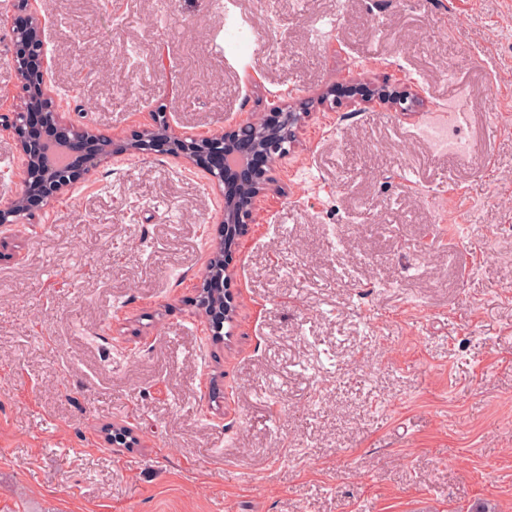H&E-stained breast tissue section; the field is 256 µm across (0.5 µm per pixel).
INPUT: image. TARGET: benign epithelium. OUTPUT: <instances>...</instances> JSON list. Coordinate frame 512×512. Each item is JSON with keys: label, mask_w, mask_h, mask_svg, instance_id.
<instances>
[{"label": "benign epithelium", "mask_w": 512, "mask_h": 512, "mask_svg": "<svg viewBox=\"0 0 512 512\" xmlns=\"http://www.w3.org/2000/svg\"><path fill=\"white\" fill-rule=\"evenodd\" d=\"M47 27L38 16L28 15L24 26L12 29V61L20 79V94L26 101L24 108L10 113L6 127L12 131L16 150L23 160L21 190L5 202L0 203V230L15 223L17 211L31 213L34 203L29 194L39 189L41 200L45 201L68 192L84 176L98 169L109 156H137L147 149L157 148L163 141L168 146L167 155L187 165L198 164L199 155L222 146L224 162L205 168L211 184L218 186L224 180V167L229 159L238 155L237 145L250 139L256 152L266 157L265 166L251 170L238 164L243 170L239 189L224 193V235L240 237L248 230L253 216L255 200L271 191L279 190L273 177V170L281 158L288 154L274 141L277 126L282 117H288L295 129H300L310 113L288 101L273 106L271 118H257L244 125H231L218 137L197 138L177 132L164 112L151 113V121L134 136L110 138L99 134L89 126H77L63 119L55 111L53 101L48 97L45 44ZM364 103L385 105L396 112H406L422 99L412 87L395 88L386 84H374L362 99ZM224 244L214 246L207 255L198 275V309L212 322L214 335H221V324L234 322L236 315L235 297L224 294V305L211 308L205 303L213 281L224 277L228 281L236 275L229 263L217 262L218 253ZM137 441L134 430L121 424L112 425V446L129 448Z\"/></svg>", "instance_id": "7a95c632"}]
</instances>
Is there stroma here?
Masks as SVG:
<instances>
[{"mask_svg": "<svg viewBox=\"0 0 512 512\" xmlns=\"http://www.w3.org/2000/svg\"><path fill=\"white\" fill-rule=\"evenodd\" d=\"M10 4L0 115L21 105ZM28 10L73 124L310 117L232 254L223 341L194 303L224 234L201 169L112 158L0 236V512H512V0ZM381 82L422 105L363 106ZM459 84L463 158L418 134ZM20 179L0 125V201Z\"/></svg>", "mask_w": 512, "mask_h": 512, "instance_id": "obj_1", "label": "stroma"}]
</instances>
